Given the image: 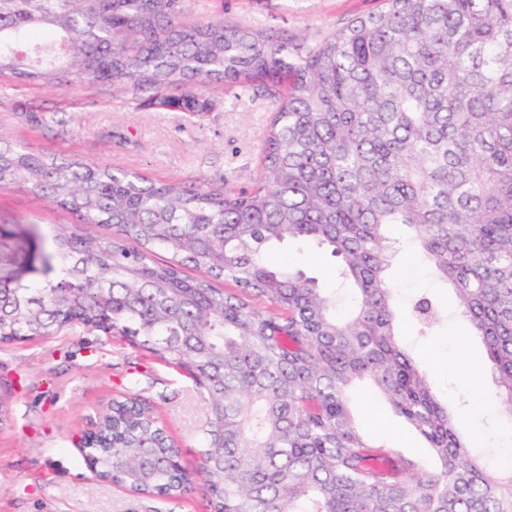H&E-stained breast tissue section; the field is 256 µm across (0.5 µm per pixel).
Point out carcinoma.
Masks as SVG:
<instances>
[{"instance_id":"cac0c4a2","label":"carcinoma","mask_w":512,"mask_h":512,"mask_svg":"<svg viewBox=\"0 0 512 512\" xmlns=\"http://www.w3.org/2000/svg\"><path fill=\"white\" fill-rule=\"evenodd\" d=\"M382 2L310 46L188 24L189 0H0L1 79L165 88L158 104L189 115L210 110L207 80L286 82L249 192L0 142V190L112 227L64 232L45 254L55 278L0 287V343L109 326L186 374L208 413L210 512H512V467L471 454L397 334L391 278L407 249L451 288L495 370L493 411L512 422V0ZM285 239L338 258L350 312L300 264H267ZM411 311L431 334V300ZM362 383L436 469L365 437L350 407ZM85 456L159 499L193 485L136 394L112 403Z\"/></svg>"}]
</instances>
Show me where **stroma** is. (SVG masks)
I'll return each instance as SVG.
<instances>
[{
	"label": "stroma",
	"instance_id": "1",
	"mask_svg": "<svg viewBox=\"0 0 512 512\" xmlns=\"http://www.w3.org/2000/svg\"><path fill=\"white\" fill-rule=\"evenodd\" d=\"M380 0H195L196 20L220 21L316 43L355 17L378 9ZM211 109L191 118L174 108L136 107L120 86L75 80L63 88L29 83L0 85V140L89 164H115L164 181L206 183L234 191L253 186L265 132L276 99L261 83L245 89L211 82L203 89ZM72 217L24 188L0 190V273L41 268V256L59 227ZM37 228L24 236L19 226ZM271 262H304L321 287L334 291L340 311L352 304L336 279V262L304 240H287L267 252ZM397 298L405 313L400 328L413 356L430 372L441 397L474 437L484 461L495 455L502 422L478 413L493 403L495 382L480 339L449 301V291L415 257L394 266ZM439 308L440 322L423 336L409 308L417 295ZM483 370L482 384L464 388L460 369ZM12 390L10 419L0 427V512H209L200 449L207 412L191 383L172 367L119 336L75 326L31 341L0 343V385ZM134 392L153 407L177 442L182 465L195 476L184 496L159 500L101 480L76 446L113 400ZM351 409L371 439L416 458L422 443L377 394L358 390Z\"/></svg>",
	"mask_w": 512,
	"mask_h": 512
}]
</instances>
